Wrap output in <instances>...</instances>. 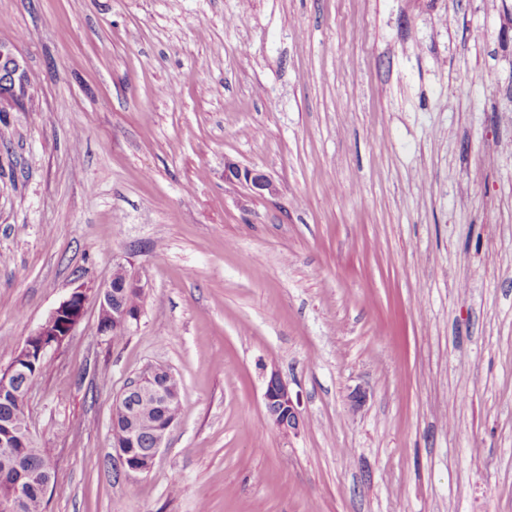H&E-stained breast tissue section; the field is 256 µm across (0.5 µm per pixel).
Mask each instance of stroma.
Wrapping results in <instances>:
<instances>
[{"mask_svg": "<svg viewBox=\"0 0 512 512\" xmlns=\"http://www.w3.org/2000/svg\"><path fill=\"white\" fill-rule=\"evenodd\" d=\"M1 42L34 95L0 114V368L116 263L145 293L43 359L45 512H512V0H0ZM157 365L180 417L130 475L113 405ZM224 176L230 182L235 180L244 181L251 191L260 196L266 193L274 195L276 192L266 173L256 168H245L242 170L237 167H228L224 171ZM263 397L268 417L282 433L288 434L299 428V413L288 383L275 369L268 376Z\"/></svg>", "mask_w": 512, "mask_h": 512, "instance_id": "35a3bbf8", "label": "stroma"}]
</instances>
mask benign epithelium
Returning <instances> with one entry per match:
<instances>
[{
  "instance_id": "obj_1",
  "label": "benign epithelium",
  "mask_w": 512,
  "mask_h": 512,
  "mask_svg": "<svg viewBox=\"0 0 512 512\" xmlns=\"http://www.w3.org/2000/svg\"><path fill=\"white\" fill-rule=\"evenodd\" d=\"M30 96L29 75L26 63L19 57L14 48L0 43V112L15 108ZM228 181H243L254 193L263 196L275 194V188L269 177L256 168L240 169L229 167L224 171ZM132 291L144 293L140 280L130 274L122 263H117L111 280L95 293V303L98 306L97 330L101 336H110L109 323L121 324L126 334H131L134 326L140 321L141 311L132 310L126 302V296ZM89 301L88 290L82 287L73 289L70 294L56 307L48 318L40 324L26 339L22 348L17 350L9 366L0 369V400L11 397L27 403L30 392L18 387L19 376L26 373V366L33 357L44 358L52 346L60 345L62 341L81 322L86 305ZM171 373L164 366H153L140 375V393L143 396L160 400L165 407L174 405L180 396L169 393L156 384V380ZM265 410L274 424L286 434L299 428L300 419L296 403L290 393L288 383L277 370H272L268 376L264 392ZM176 423L174 418H163L154 432L151 449L145 458L148 467H153L160 449L166 443ZM139 445V437L134 428V420H129L124 439L115 440L112 448L123 466L130 474H140L142 470L129 465L130 449ZM0 447L24 448L34 454L33 439L27 424L26 414H19L8 421H0ZM16 474L10 483V491L0 498V512H19L29 486L37 484L47 492L52 488V480L40 474L30 465L18 461L15 463Z\"/></svg>"
}]
</instances>
